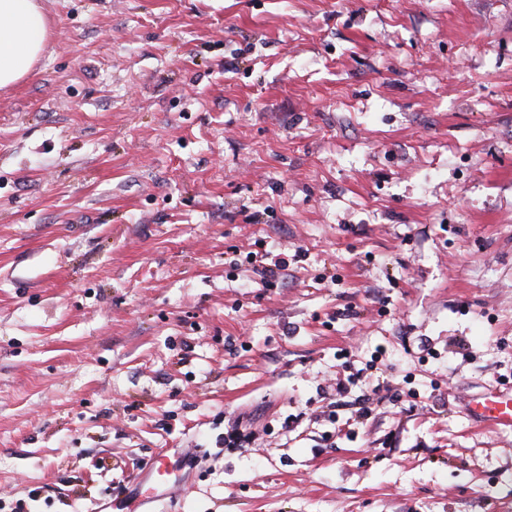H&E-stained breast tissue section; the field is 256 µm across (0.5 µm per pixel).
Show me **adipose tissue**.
I'll return each mask as SVG.
<instances>
[{"instance_id":"ef3b65f1","label":"adipose tissue","mask_w":512,"mask_h":512,"mask_svg":"<svg viewBox=\"0 0 512 512\" xmlns=\"http://www.w3.org/2000/svg\"><path fill=\"white\" fill-rule=\"evenodd\" d=\"M47 35L48 20L39 0H0V89L32 71Z\"/></svg>"}]
</instances>
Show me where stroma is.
<instances>
[{
	"label": "stroma",
	"mask_w": 512,
	"mask_h": 512,
	"mask_svg": "<svg viewBox=\"0 0 512 512\" xmlns=\"http://www.w3.org/2000/svg\"><path fill=\"white\" fill-rule=\"evenodd\" d=\"M41 5L0 91V512L185 448L148 512H512L472 414L512 392V0Z\"/></svg>",
	"instance_id": "obj_1"
}]
</instances>
